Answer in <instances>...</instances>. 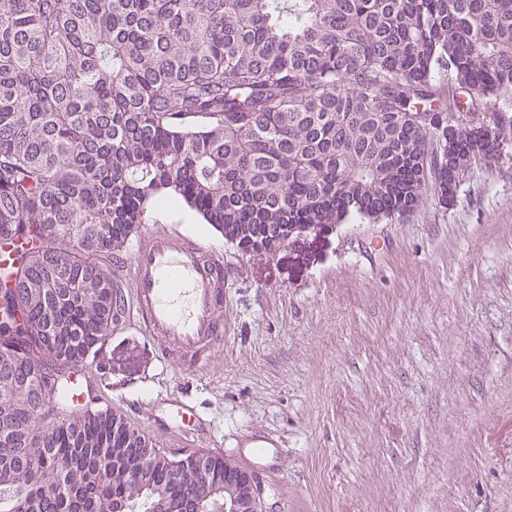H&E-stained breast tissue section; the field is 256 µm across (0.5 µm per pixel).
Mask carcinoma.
Wrapping results in <instances>:
<instances>
[{"instance_id": "carcinoma-1", "label": "carcinoma", "mask_w": 512, "mask_h": 512, "mask_svg": "<svg viewBox=\"0 0 512 512\" xmlns=\"http://www.w3.org/2000/svg\"><path fill=\"white\" fill-rule=\"evenodd\" d=\"M512 140V0H0V512H148L110 410L46 433L121 318L112 252L169 204L249 252L403 216ZM124 448L129 474L100 473ZM158 480L172 458L153 448ZM225 465L166 487L183 512Z\"/></svg>"}]
</instances>
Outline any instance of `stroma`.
<instances>
[{"mask_svg": "<svg viewBox=\"0 0 512 512\" xmlns=\"http://www.w3.org/2000/svg\"><path fill=\"white\" fill-rule=\"evenodd\" d=\"M159 225L224 250L227 325L206 381L163 377L235 437L280 438L265 512H512V142L453 203L350 219L242 253L180 206Z\"/></svg>", "mask_w": 512, "mask_h": 512, "instance_id": "1", "label": "stroma"}]
</instances>
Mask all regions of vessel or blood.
Segmentation results:
<instances>
[{
  "label": "vessel or blood",
  "mask_w": 512,
  "mask_h": 512,
  "mask_svg": "<svg viewBox=\"0 0 512 512\" xmlns=\"http://www.w3.org/2000/svg\"><path fill=\"white\" fill-rule=\"evenodd\" d=\"M118 283L124 314L113 324V335L141 337L153 352L131 374L105 372L73 378L65 391L70 407L84 412L95 391L124 402L142 383L153 393L149 422L183 443L201 446L212 432L211 421L187 395L164 385L158 365L175 359L193 376L205 375V355L224 337L223 251L174 229L146 224L136 236L132 259L123 264ZM235 445L240 461L260 471L281 443L272 435L254 434L236 440Z\"/></svg>",
  "instance_id": "obj_1"
}]
</instances>
